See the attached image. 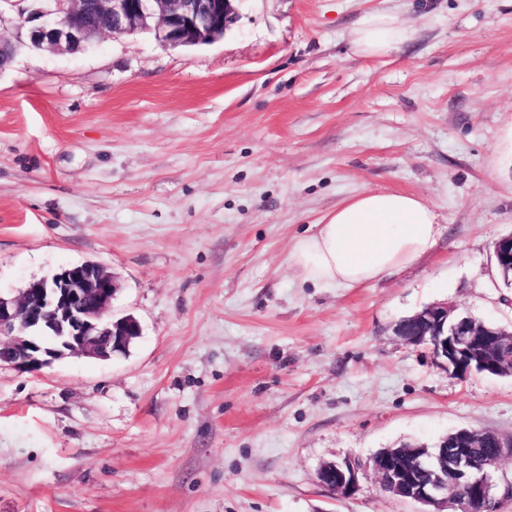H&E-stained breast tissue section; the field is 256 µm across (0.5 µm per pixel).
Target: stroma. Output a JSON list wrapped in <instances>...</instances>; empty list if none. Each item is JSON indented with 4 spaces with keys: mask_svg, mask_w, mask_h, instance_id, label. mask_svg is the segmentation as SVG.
<instances>
[{
    "mask_svg": "<svg viewBox=\"0 0 512 512\" xmlns=\"http://www.w3.org/2000/svg\"><path fill=\"white\" fill-rule=\"evenodd\" d=\"M222 39L18 37L0 69V296L95 261L140 336L35 374L0 364V512H417L382 448L512 437V378L459 380L394 335L436 302L512 328V0H235ZM392 17L377 55L358 28ZM373 189L431 205L435 248L323 288L298 239ZM358 461L344 497L322 462ZM398 39V31L387 16H379L356 32L353 44L365 54H375ZM493 256L498 272L512 282V234L502 236L493 244Z\"/></svg>",
    "mask_w": 512,
    "mask_h": 512,
    "instance_id": "stroma-1",
    "label": "stroma"
}]
</instances>
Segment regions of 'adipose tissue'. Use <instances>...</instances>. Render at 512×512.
I'll use <instances>...</instances> for the list:
<instances>
[{"instance_id": "1", "label": "adipose tissue", "mask_w": 512, "mask_h": 512, "mask_svg": "<svg viewBox=\"0 0 512 512\" xmlns=\"http://www.w3.org/2000/svg\"><path fill=\"white\" fill-rule=\"evenodd\" d=\"M440 235L434 209L420 198L369 190L337 206L302 237L292 262L315 284L355 288L412 265Z\"/></svg>"}]
</instances>
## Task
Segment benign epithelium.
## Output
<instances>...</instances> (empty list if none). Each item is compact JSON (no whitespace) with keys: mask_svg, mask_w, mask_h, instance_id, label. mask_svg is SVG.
<instances>
[{"mask_svg":"<svg viewBox=\"0 0 512 512\" xmlns=\"http://www.w3.org/2000/svg\"><path fill=\"white\" fill-rule=\"evenodd\" d=\"M54 9L28 11L34 47L74 52L99 36L149 31L163 47L209 44L224 36L234 0H52ZM498 272L512 282V234L493 244ZM119 289L112 272L95 262L65 266L50 278L29 282L22 295L0 297V352L20 372L34 373L68 355L107 358L141 334L130 316L108 318ZM394 332L405 343L429 348L437 365L464 379L476 371L512 377V329L477 321L448 302L401 320ZM493 448L487 457L476 449ZM512 457V438L463 428L448 434L434 454L422 446L384 448L371 458L381 489L428 512H495L492 471ZM359 465L327 461L318 479L348 496L358 488Z\"/></svg>","mask_w":512,"mask_h":512,"instance_id":"obj_1","label":"benign epithelium"}]
</instances>
